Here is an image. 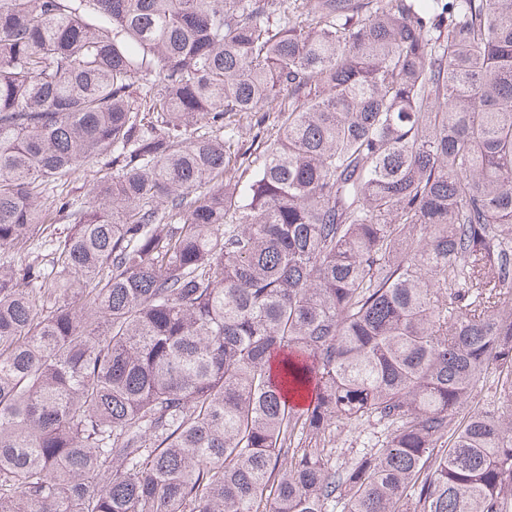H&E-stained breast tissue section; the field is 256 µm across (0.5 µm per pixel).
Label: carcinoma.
I'll return each mask as SVG.
<instances>
[{"label":"carcinoma","mask_w":512,"mask_h":512,"mask_svg":"<svg viewBox=\"0 0 512 512\" xmlns=\"http://www.w3.org/2000/svg\"><path fill=\"white\" fill-rule=\"evenodd\" d=\"M60 214L0 512H512V0H0V247ZM105 159H98L92 162H89L74 173L66 177L67 181L64 184V195L67 193L69 197L78 198L83 202L93 203V197L90 193L93 184L99 179L100 174L104 173L99 172L101 169H105L104 167ZM359 429L341 426L331 443L332 453L329 458V467L333 470H342L348 465L359 450L363 448V439L359 436Z\"/></svg>","instance_id":"cac0c4a2"}]
</instances>
